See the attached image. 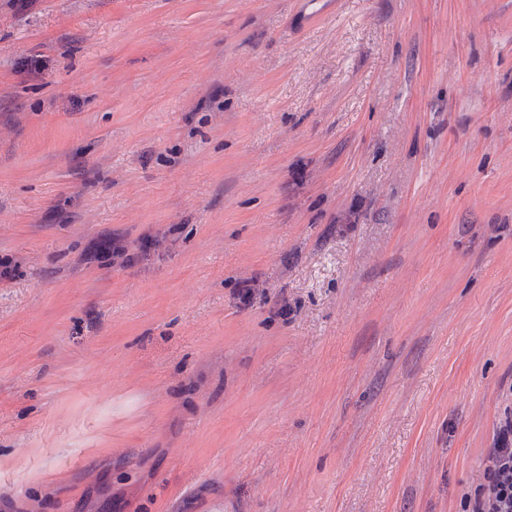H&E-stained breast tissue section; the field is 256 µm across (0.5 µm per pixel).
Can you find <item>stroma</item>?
I'll return each mask as SVG.
<instances>
[{"mask_svg":"<svg viewBox=\"0 0 512 512\" xmlns=\"http://www.w3.org/2000/svg\"><path fill=\"white\" fill-rule=\"evenodd\" d=\"M299 9L0 0V512H463L482 482L512 0ZM114 236L130 262H85Z\"/></svg>","mask_w":512,"mask_h":512,"instance_id":"1","label":"stroma"}]
</instances>
